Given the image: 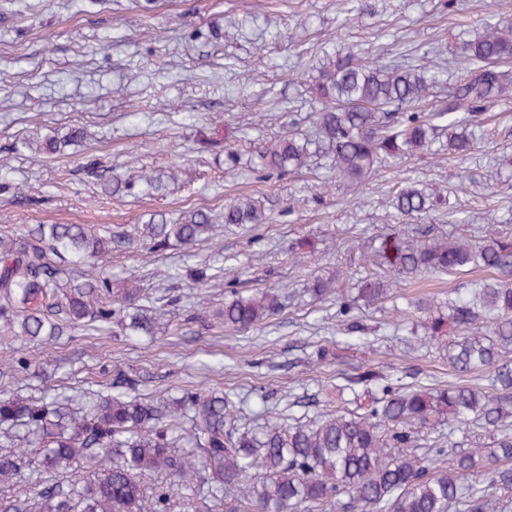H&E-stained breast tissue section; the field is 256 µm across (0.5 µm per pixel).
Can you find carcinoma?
<instances>
[{"label": "carcinoma", "mask_w": 512, "mask_h": 512, "mask_svg": "<svg viewBox=\"0 0 512 512\" xmlns=\"http://www.w3.org/2000/svg\"><path fill=\"white\" fill-rule=\"evenodd\" d=\"M482 32L460 43L448 61L447 99L430 112L417 110L431 97L436 77L384 65L352 48L325 55L315 79L320 108L318 135L292 130L256 155L257 169L296 174L311 158L330 160L336 181L360 191L377 169L415 155L448 151L464 157L483 139L480 114L512 89V0H493ZM446 134L447 142L440 141ZM84 129L57 127L28 132L20 140L33 158L54 159L80 147ZM104 192L127 193L132 183L90 160L85 165ZM263 196H240L224 205V223L260 230L270 219ZM447 198L408 182L390 198L398 215H431ZM211 214L202 208L173 223L149 218L134 233L121 227L37 224L0 235V335L46 341L68 329L100 331L117 326L126 336H154L174 296L156 301L141 288L112 291V272L102 257L114 244L147 245L157 251L171 242L193 246L209 237ZM388 278L347 274L338 268L313 275L305 291L312 300L336 297L342 334L368 343V328L356 303L396 301V284L417 275L471 270L493 276L455 288L446 305L432 301L393 305L418 316L423 344L442 343L456 382L418 388L366 369L336 383L337 406L321 416L290 417L240 430L237 396L231 392L185 390L175 400L141 397L139 376L114 368L109 394L85 392L70 409L58 398L0 392V425L11 433L0 451V483L27 468L35 476L25 499L0 498V512H144L140 477L163 473L169 484L153 492L151 512H171L172 490L224 500V512H501L497 492L512 489V234L485 224L468 238L422 236L406 243L396 231L370 247ZM79 269L81 281L66 277L63 263ZM354 281V295L337 284ZM284 309L281 291L250 293L236 277L225 286L216 318L224 327L249 331ZM483 373L486 383L473 382ZM467 424L482 425L494 440L448 452L430 435ZM425 444H420V441ZM39 446L30 456L27 448ZM88 463L67 487L44 484L45 472H65L77 458Z\"/></svg>", "instance_id": "carcinoma-1"}]
</instances>
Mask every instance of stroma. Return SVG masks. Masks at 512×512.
I'll use <instances>...</instances> for the list:
<instances>
[{"mask_svg": "<svg viewBox=\"0 0 512 512\" xmlns=\"http://www.w3.org/2000/svg\"><path fill=\"white\" fill-rule=\"evenodd\" d=\"M34 2L21 19L0 0V148L10 150L6 177L14 186L0 192V233L31 224L133 225L153 213L171 222L192 208L209 210L215 227L193 246L153 252L138 245L105 256L115 286L161 284L179 296L156 337L76 329L43 343L0 338V390L76 396L103 388L119 366L139 375L148 399L180 388L245 395L242 424L252 428L264 422L250 395L261 386L270 404L292 394L300 400L294 415L312 416L323 409V381L365 366L396 377L412 373L423 385L447 384L445 351L422 346L409 328L394 329L391 305L360 308L377 339L353 345L336 331L335 299L311 302L303 281L339 266L370 270L352 247L353 233L412 229L387 204L389 188L404 178L446 195L449 209L462 213L460 224L430 218L435 234L465 237L483 224L512 229V173L495 165L512 155V99L486 112L487 137L468 160L425 154L384 168L366 185L361 207L343 184L322 188L324 163L264 177L246 161L288 128L314 133L311 87L326 51L349 46L383 63L431 69L440 63L434 47L455 53L459 30L481 32L490 0H358L364 12L348 22L342 0H163L151 12L136 0ZM40 125L79 126L88 138L61 160L13 151ZM201 128L227 138L243 166L228 168L223 150L199 138ZM89 156L132 180L169 168L178 178L163 198L137 190L107 196L78 171ZM19 191L26 201L16 199ZM257 193L270 198L273 219L255 252L245 227L222 216L230 199ZM303 238L313 252L294 253ZM204 261L227 280L246 273L252 290L284 287L285 309L249 332L216 327L223 287L190 277ZM174 269L179 278L162 280ZM323 344L332 355L320 364L315 350Z\"/></svg>", "mask_w": 512, "mask_h": 512, "instance_id": "35a3bbf8", "label": "stroma"}]
</instances>
